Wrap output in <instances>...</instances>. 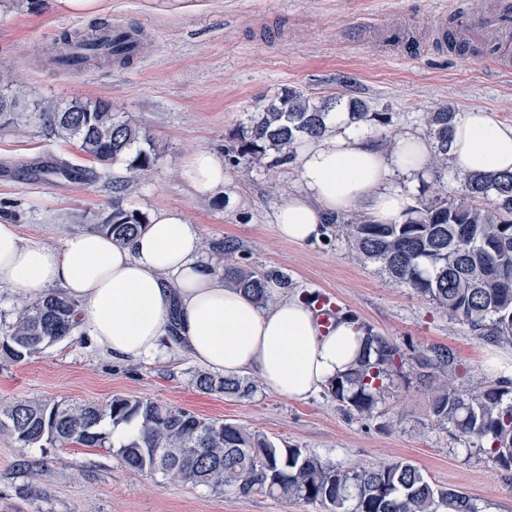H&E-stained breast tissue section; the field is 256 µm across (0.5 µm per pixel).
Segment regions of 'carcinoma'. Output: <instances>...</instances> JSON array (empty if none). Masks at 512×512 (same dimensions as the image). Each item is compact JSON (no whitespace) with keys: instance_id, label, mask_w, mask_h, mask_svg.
<instances>
[{"instance_id":"1","label":"carcinoma","mask_w":512,"mask_h":512,"mask_svg":"<svg viewBox=\"0 0 512 512\" xmlns=\"http://www.w3.org/2000/svg\"><path fill=\"white\" fill-rule=\"evenodd\" d=\"M341 101L320 103L288 88L239 135L234 153L256 159L272 151L276 162L288 163L294 145L318 137L329 113ZM347 109L356 123H385L378 112L352 99ZM457 112L444 105L424 116L436 145L433 164L448 168V145ZM40 126L74 144L89 160L110 166L128 163L131 178L146 174L156 160L140 147L146 135L132 121L112 112V102L97 99L67 104L28 101L11 72L0 71V128L18 135ZM46 172L92 181L91 169L59 160ZM462 197L439 195L410 211L400 224H373L364 215L350 222L333 218L352 242L359 260H372L386 274L405 283L468 327L478 339L512 346V173L460 177ZM145 216L112 196L110 212L92 231L116 241L131 239ZM224 278L259 304L268 300L266 277L237 266H224ZM79 324L75 301L61 291L21 303L15 320L0 332V351L19 363L72 335ZM363 352L356 364L328 384V393L347 412L371 417L383 403L404 356L388 338L361 325ZM419 376L436 382L430 413L436 425L463 442L466 449L487 455L491 463L512 471V379L500 378L478 394L453 385L454 353L431 346L418 352ZM193 384L202 393L249 397L255 382L240 376L199 371ZM0 433L22 448L79 445L116 448L130 471L161 475L167 482H189L212 490L233 488L243 495L318 504L324 512H478L467 493L429 481L418 467L395 461L368 468L343 469L296 446L280 448L242 426L209 420L150 398L114 396L102 404L24 399L0 407ZM36 488L37 461L15 464Z\"/></svg>"}]
</instances>
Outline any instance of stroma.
<instances>
[{"label": "stroma", "instance_id": "1", "mask_svg": "<svg viewBox=\"0 0 512 512\" xmlns=\"http://www.w3.org/2000/svg\"><path fill=\"white\" fill-rule=\"evenodd\" d=\"M503 0H106L98 16L58 13L53 0H21L0 18V70L36 97L111 100L118 115L145 128L159 157L149 175L128 184L131 208L150 214L177 209L196 224L204 252L236 242L233 265L287 281L289 294L309 300L328 293L340 313L391 339L405 356L430 346L451 349L460 361L455 386L476 394L512 378V347L490 344L451 321L426 297L392 280L379 264L355 258L338 228L315 245L280 239L274 213L299 187L293 164L228 163L222 197L195 199L179 175L200 146L224 150L232 133L249 126L261 107L284 89L314 98L336 92L364 101L386 124L367 134L390 143L405 129H424V113L442 105L458 112L482 109L512 123V73L502 72L491 30L449 49L439 37L471 8L496 11ZM139 29L145 55L128 64H97L74 74L48 62L62 33L100 25ZM84 167L74 147L34 127L23 136L0 131V221L25 235L61 246L64 236L89 230L110 209L112 184L125 163L95 182L42 175L54 159ZM199 366L168 346L163 356L115 362L83 332L16 363L0 354V403L21 399L103 403L117 395L147 397L209 419L240 424L280 446L296 445L339 467L403 460L438 485L466 491L480 512H512V472L467 454L430 412L431 384L404 365L375 415L347 413L320 391L303 402L265 389L249 397L199 392ZM42 460L37 490L20 493L14 463ZM0 512H323L321 506L284 502L227 489L165 483L127 470L111 448H20L0 435Z\"/></svg>", "mask_w": 512, "mask_h": 512}]
</instances>
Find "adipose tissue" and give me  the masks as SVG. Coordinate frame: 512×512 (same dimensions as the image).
<instances>
[{
	"label": "adipose tissue",
	"instance_id": "obj_1",
	"mask_svg": "<svg viewBox=\"0 0 512 512\" xmlns=\"http://www.w3.org/2000/svg\"><path fill=\"white\" fill-rule=\"evenodd\" d=\"M431 156L420 132H401L388 148L357 130L348 112L330 113L326 132L296 151L301 187L276 208L279 237L320 243L330 220L351 212L379 224L403 222L413 203L395 179L425 172ZM449 156L462 174L512 172V124L483 110L463 113ZM181 175L198 199L224 192V159L208 147L192 152ZM0 288L26 299L62 290L78 303L84 333L113 360L149 359L174 333L203 367L228 376L257 373L267 391L293 401L327 387L361 349L362 332L350 318L322 328L285 285L268 281L265 305L230 286L205 258L197 225L176 210L154 211L124 243L76 231L54 247L0 224Z\"/></svg>",
	"mask_w": 512,
	"mask_h": 512
}]
</instances>
